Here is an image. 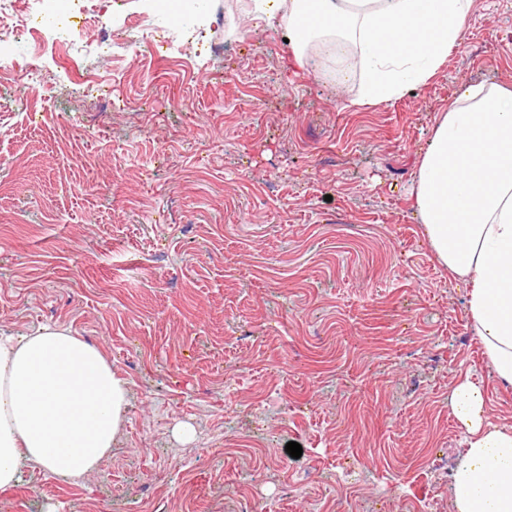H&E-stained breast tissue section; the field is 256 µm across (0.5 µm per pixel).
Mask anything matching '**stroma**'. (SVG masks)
<instances>
[{
  "mask_svg": "<svg viewBox=\"0 0 512 512\" xmlns=\"http://www.w3.org/2000/svg\"><path fill=\"white\" fill-rule=\"evenodd\" d=\"M151 12L55 0L0 40V331L68 330L129 401L96 472L23 466L0 512H456L450 390L509 426L512 386L407 191L461 86L512 84V0H473L428 84L378 106L361 59L341 87L316 49L296 67L251 0L131 28Z\"/></svg>",
  "mask_w": 512,
  "mask_h": 512,
  "instance_id": "35a3bbf8",
  "label": "stroma"
}]
</instances>
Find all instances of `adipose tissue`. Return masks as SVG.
Returning a JSON list of instances; mask_svg holds the SVG:
<instances>
[{"instance_id": "adipose-tissue-1", "label": "adipose tissue", "mask_w": 512, "mask_h": 512, "mask_svg": "<svg viewBox=\"0 0 512 512\" xmlns=\"http://www.w3.org/2000/svg\"><path fill=\"white\" fill-rule=\"evenodd\" d=\"M473 0H254L279 18L297 65L308 44L359 46L360 103H388L425 86L462 36ZM411 209L439 263L470 285L468 316L486 356L512 385V85H465L436 123L409 189ZM127 387L99 349L67 330L0 333V491L21 463L61 478L92 474L127 410ZM450 407L466 449L453 473L456 512H512V427L486 415L464 380Z\"/></svg>"}]
</instances>
